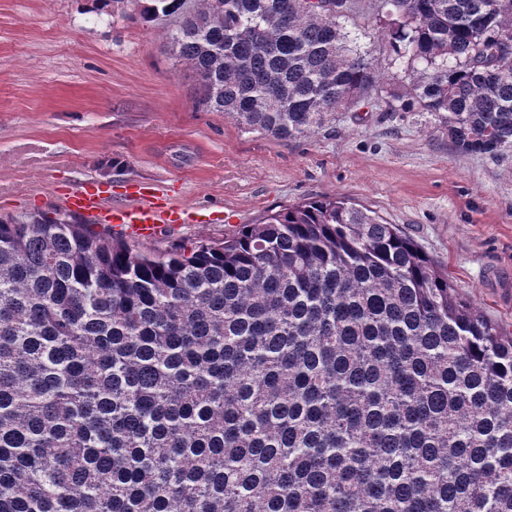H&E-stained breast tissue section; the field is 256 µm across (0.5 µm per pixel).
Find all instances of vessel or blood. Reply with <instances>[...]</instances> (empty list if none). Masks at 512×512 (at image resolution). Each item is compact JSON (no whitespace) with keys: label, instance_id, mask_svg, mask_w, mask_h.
<instances>
[{"label":"vessel or blood","instance_id":"b4317fda","mask_svg":"<svg viewBox=\"0 0 512 512\" xmlns=\"http://www.w3.org/2000/svg\"><path fill=\"white\" fill-rule=\"evenodd\" d=\"M66 207L95 224L124 225L140 240L151 239L159 224H175L179 221L178 210L161 204L158 196L143 195L134 205H116L108 191L91 181L67 196Z\"/></svg>","mask_w":512,"mask_h":512}]
</instances>
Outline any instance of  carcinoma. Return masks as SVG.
<instances>
[{
  "instance_id": "1",
  "label": "carcinoma",
  "mask_w": 512,
  "mask_h": 512,
  "mask_svg": "<svg viewBox=\"0 0 512 512\" xmlns=\"http://www.w3.org/2000/svg\"><path fill=\"white\" fill-rule=\"evenodd\" d=\"M384 95L347 0H147L199 104L311 138L362 98L512 151V0H385ZM0 512H512V336L339 198L164 254L0 218Z\"/></svg>"
}]
</instances>
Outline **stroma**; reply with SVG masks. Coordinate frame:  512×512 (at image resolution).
Listing matches in <instances>:
<instances>
[{
    "instance_id": "stroma-1",
    "label": "stroma",
    "mask_w": 512,
    "mask_h": 512,
    "mask_svg": "<svg viewBox=\"0 0 512 512\" xmlns=\"http://www.w3.org/2000/svg\"><path fill=\"white\" fill-rule=\"evenodd\" d=\"M348 4L346 31L404 92L381 0ZM140 10L139 0L108 14L94 0H0V216L64 210L89 179L116 203L148 190L189 211L137 241L160 254L335 194L399 225L512 334V154L461 153L429 114L370 101L309 139L243 132L198 107L193 73L167 47L178 16L147 23Z\"/></svg>"
}]
</instances>
